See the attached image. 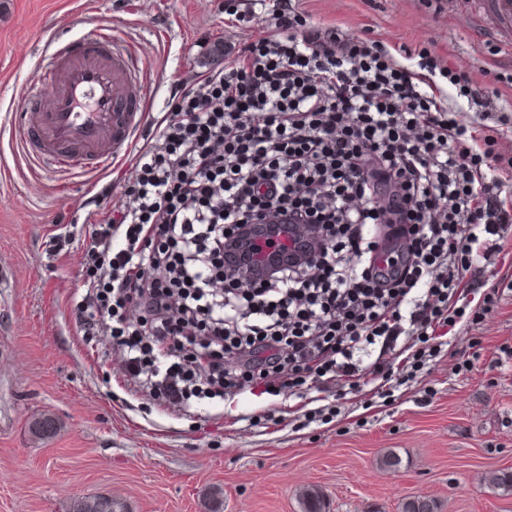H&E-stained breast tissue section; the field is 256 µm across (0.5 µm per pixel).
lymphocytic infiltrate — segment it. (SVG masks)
<instances>
[{"instance_id":"f902f5d3","label":"lymphocytic infiltrate","mask_w":512,"mask_h":512,"mask_svg":"<svg viewBox=\"0 0 512 512\" xmlns=\"http://www.w3.org/2000/svg\"><path fill=\"white\" fill-rule=\"evenodd\" d=\"M273 19L278 37L172 97L88 251L100 318L84 332H109L136 384L183 409L253 380L352 382L366 344L402 345L419 371L465 311L474 243L512 223L494 136L476 141L381 41L311 33L289 0ZM271 211L275 247L297 224L322 238L265 275L253 226ZM239 247L244 292L224 285Z\"/></svg>"}]
</instances>
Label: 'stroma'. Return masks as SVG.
<instances>
[{"label": "stroma", "instance_id": "stroma-1", "mask_svg": "<svg viewBox=\"0 0 512 512\" xmlns=\"http://www.w3.org/2000/svg\"><path fill=\"white\" fill-rule=\"evenodd\" d=\"M315 31L368 35L441 67L468 71L497 111H512V15L493 0H292ZM273 0H0V512H71L103 495L116 512H302L317 489L326 512H401L413 496L439 512H512L491 483L512 471V292L483 310L484 293L512 281V237L480 242L470 306L440 328L441 351L414 378L377 393L325 386L310 418L287 387L262 384L190 412L126 386L112 337L83 335V256L93 225L116 219L134 181L133 158L95 181L29 162L9 138L22 96L42 90L48 36L86 35L108 20L142 62L149 87L137 145L167 103L200 75L243 60L275 35ZM436 83L476 130L497 127L512 156V127L483 118ZM52 416L55 430L32 433Z\"/></svg>", "mask_w": 512, "mask_h": 512}]
</instances>
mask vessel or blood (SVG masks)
Returning a JSON list of instances; mask_svg holds the SVG:
<instances>
[{
    "label": "vessel or blood",
    "mask_w": 512,
    "mask_h": 512,
    "mask_svg": "<svg viewBox=\"0 0 512 512\" xmlns=\"http://www.w3.org/2000/svg\"><path fill=\"white\" fill-rule=\"evenodd\" d=\"M46 92L26 96L25 118L11 134L38 166L61 173L111 172L138 128L147 88L135 59L114 45L112 30L73 39L48 38Z\"/></svg>",
    "instance_id": "b4317fda"
}]
</instances>
